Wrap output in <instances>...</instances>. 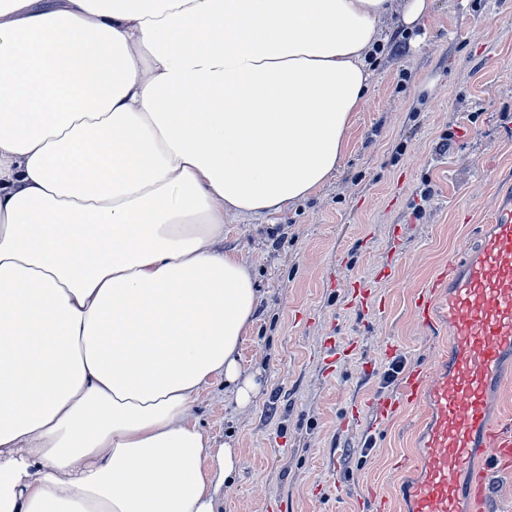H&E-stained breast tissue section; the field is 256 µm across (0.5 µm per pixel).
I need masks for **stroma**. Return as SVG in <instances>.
<instances>
[{
	"mask_svg": "<svg viewBox=\"0 0 512 512\" xmlns=\"http://www.w3.org/2000/svg\"><path fill=\"white\" fill-rule=\"evenodd\" d=\"M384 36L405 48L374 59L338 170L284 211L224 221L261 304L241 345L251 404L219 378L195 407L241 459L221 512H363L369 487L404 512L423 411L384 420L375 408L447 347L419 325L413 295L474 244L471 225L512 180V0H435L423 25Z\"/></svg>",
	"mask_w": 512,
	"mask_h": 512,
	"instance_id": "obj_1",
	"label": "stroma"
}]
</instances>
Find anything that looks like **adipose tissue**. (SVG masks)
<instances>
[{
	"mask_svg": "<svg viewBox=\"0 0 512 512\" xmlns=\"http://www.w3.org/2000/svg\"><path fill=\"white\" fill-rule=\"evenodd\" d=\"M433 0H0V512H219L256 390L225 217L319 190Z\"/></svg>",
	"mask_w": 512,
	"mask_h": 512,
	"instance_id": "adipose-tissue-1",
	"label": "adipose tissue"
}]
</instances>
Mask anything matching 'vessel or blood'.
Segmentation results:
<instances>
[{"label":"vessel or blood","instance_id":"1","mask_svg":"<svg viewBox=\"0 0 512 512\" xmlns=\"http://www.w3.org/2000/svg\"><path fill=\"white\" fill-rule=\"evenodd\" d=\"M422 326L446 329L448 347L406 372L402 404L425 413L421 450L405 465L409 512H486L494 473L512 471V418H493L506 396L501 373L512 357V191L500 195L474 246L451 258L417 293Z\"/></svg>","mask_w":512,"mask_h":512}]
</instances>
